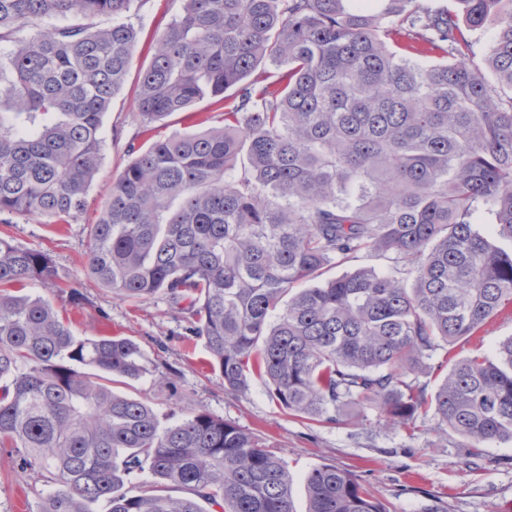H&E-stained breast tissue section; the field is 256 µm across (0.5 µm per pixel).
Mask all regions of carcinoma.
<instances>
[{
	"instance_id": "obj_1",
	"label": "carcinoma",
	"mask_w": 512,
	"mask_h": 512,
	"mask_svg": "<svg viewBox=\"0 0 512 512\" xmlns=\"http://www.w3.org/2000/svg\"><path fill=\"white\" fill-rule=\"evenodd\" d=\"M135 2L0 0L1 223L86 210ZM183 2L140 76L133 158L90 225L81 287L167 295L224 389L257 376L291 416L430 412L476 456L512 442V336L448 365V345L512 306V250L495 244L512 240V0ZM266 62L277 74H255ZM205 99L223 124L155 135ZM362 251L400 268L324 277ZM68 280L0 236V445L48 473L39 512H292L293 477L255 434L191 405L163 427L105 384L152 372L138 343L76 336L49 301L6 292ZM305 488L308 512H384L332 464Z\"/></svg>"
}]
</instances>
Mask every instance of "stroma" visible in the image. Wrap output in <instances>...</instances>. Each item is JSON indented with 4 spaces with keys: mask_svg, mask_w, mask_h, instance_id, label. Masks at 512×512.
<instances>
[{
    "mask_svg": "<svg viewBox=\"0 0 512 512\" xmlns=\"http://www.w3.org/2000/svg\"><path fill=\"white\" fill-rule=\"evenodd\" d=\"M183 0H137L127 17L140 34L126 82L103 117L102 159L90 188L88 206L73 224H42L15 217L0 223V234L16 245L47 251L73 283L84 279L88 227L96 223L113 182L131 160L130 137L139 122L136 84L150 62L149 46L167 23L180 14ZM24 293L54 303L78 336H122L137 342L155 365L154 373L136 381L117 380L115 392L151 406L161 424L170 412L191 403L254 432L287 464L293 477V512H306L305 476L319 464L351 470L386 512H512V442L492 441L481 459L469 462L459 437L437 430L433 416H420L413 428L386 423L368 410L355 425H320L285 413L261 379L246 393L225 391L209 365L201 340L164 294L133 303L102 288L88 289V300L76 307L52 289L26 283ZM512 336V307L492 318L475 336L448 348L449 362L475 352L494 355ZM166 385H159V377ZM50 486L40 470L21 467L17 449L0 446V512H38Z\"/></svg>",
    "mask_w": 512,
    "mask_h": 512,
    "instance_id": "stroma-1",
    "label": "stroma"
}]
</instances>
